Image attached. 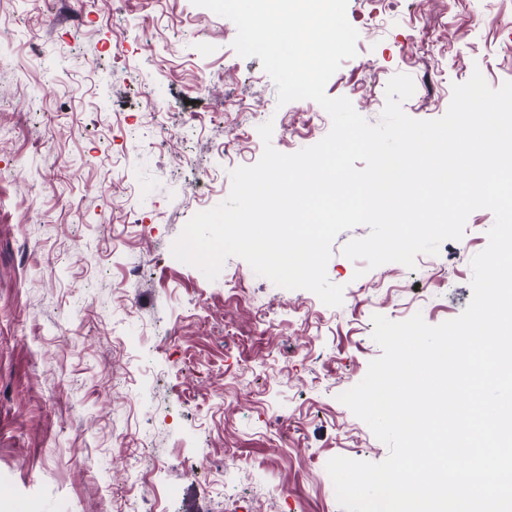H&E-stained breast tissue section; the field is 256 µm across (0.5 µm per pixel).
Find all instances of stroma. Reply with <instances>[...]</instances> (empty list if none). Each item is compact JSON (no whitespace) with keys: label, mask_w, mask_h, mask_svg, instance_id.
Wrapping results in <instances>:
<instances>
[{"label":"stroma","mask_w":512,"mask_h":512,"mask_svg":"<svg viewBox=\"0 0 512 512\" xmlns=\"http://www.w3.org/2000/svg\"><path fill=\"white\" fill-rule=\"evenodd\" d=\"M346 14L357 54L326 93L369 123L398 74L418 120L444 116L473 71L512 81V0H348ZM236 34L192 0H0V512H128L143 496L159 512H342L327 462L389 455L338 399L382 353L373 316L435 326L472 298L486 209L411 268L348 259L370 229L341 232L337 307L237 256L222 271L239 296L173 257L231 171L260 161L259 126L284 154L332 127L279 104ZM227 456L236 468L216 474Z\"/></svg>","instance_id":"1"}]
</instances>
